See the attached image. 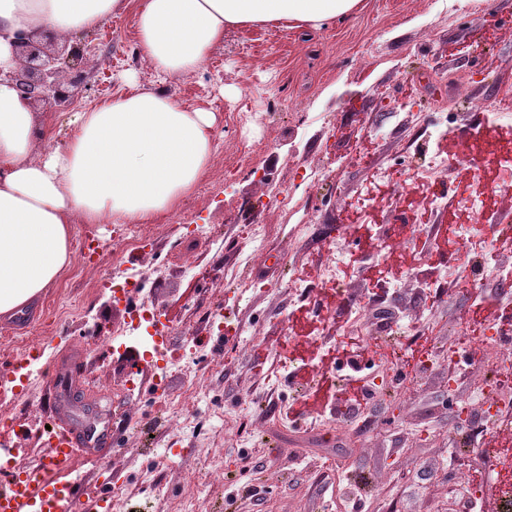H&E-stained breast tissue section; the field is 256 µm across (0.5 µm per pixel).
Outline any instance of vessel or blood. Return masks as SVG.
I'll return each mask as SVG.
<instances>
[{
    "label": "vessel or blood",
    "instance_id": "obj_1",
    "mask_svg": "<svg viewBox=\"0 0 512 512\" xmlns=\"http://www.w3.org/2000/svg\"><path fill=\"white\" fill-rule=\"evenodd\" d=\"M110 440V426L90 428L61 418L49 438V456L16 473L8 490L0 493V512H108L107 498L95 491H77L64 468L75 458L99 456L101 446Z\"/></svg>",
    "mask_w": 512,
    "mask_h": 512
}]
</instances>
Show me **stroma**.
Masks as SVG:
<instances>
[{
  "label": "stroma",
  "instance_id": "35a3bbf8",
  "mask_svg": "<svg viewBox=\"0 0 512 512\" xmlns=\"http://www.w3.org/2000/svg\"><path fill=\"white\" fill-rule=\"evenodd\" d=\"M109 53H95L92 78L102 90L82 99L80 108L112 97L113 71L133 72L150 85L155 71L134 53L135 17L126 13L82 34ZM415 94H408L409 86ZM176 99L222 114L218 152L206 176L208 191L194 190L173 213L152 223L141 248H125L126 227H75L74 246L97 240L90 261L73 262L22 324H0V372L10 370L26 349L38 348V379L15 399L0 393V409L21 413L27 426L52 425L58 405L49 403L55 368L72 365L80 381L78 419H108L120 448L97 460L72 462L71 480L105 492L113 476L127 481L123 501L112 512H340L344 485L360 495L356 512H455L460 478L473 466L493 473L488 484L471 488L482 512H500L496 473L512 469V458L487 452L482 439L467 450L459 442L468 426L459 422L463 405L479 396L467 367H483L465 322L482 293L512 301V280L493 276L512 269V248L492 256L485 242L505 239L512 226V151L495 143L497 128L512 125V0H366V7L318 29L289 30L259 25L227 30L222 46L189 77H168ZM449 97L445 111L434 101ZM493 101L499 115L481 110ZM263 113L255 132L234 120L244 103ZM273 126V145L257 147L256 167L231 166L241 140H261ZM456 144L441 180L426 182L424 170L439 151V132ZM492 171L483 178L481 169ZM265 181H258L257 172ZM428 184V198L445 197L430 221L411 222L403 200L413 187ZM289 190L292 213L277 209L276 189ZM494 197L478 232L461 233L459 250L412 264L397 280L374 288L363 272L327 282L322 271L331 258L348 264L359 257L356 220L374 221L370 258L408 252L431 240L435 224L447 221L459 199ZM309 217L310 231L298 227ZM266 227L264 253L245 268L249 223ZM212 233L193 260H185L188 225ZM480 254L478 267L465 266L468 251ZM311 271L305 307L318 334L311 346L340 347L349 333L369 337L387 328L392 346L368 345L359 364L370 371L375 395L362 418L344 411L306 412L288 421V407H300L311 391L343 384L347 364L311 362L302 367L284 346L295 307L290 279ZM128 273L151 284L148 303L172 327L175 348L184 331L204 337L195 355L202 391L188 399L183 373H170L168 396L186 404L188 429L169 422L154 399L155 369L150 356L157 336L149 332L98 347L86 344L95 324L111 330L129 320L128 305L111 303L105 284ZM224 309L222 327H209L200 313ZM434 341L429 361L402 375L403 360L418 332ZM268 358L254 367L255 351ZM142 382L132 397H121L128 375ZM153 460L163 480V497L131 478V458ZM219 471L212 479L203 462ZM198 475L187 486L189 475Z\"/></svg>",
  "mask_w": 512,
  "mask_h": 512
}]
</instances>
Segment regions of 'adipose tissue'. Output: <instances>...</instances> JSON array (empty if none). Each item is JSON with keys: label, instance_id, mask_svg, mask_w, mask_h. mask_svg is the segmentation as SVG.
<instances>
[{"label": "adipose tissue", "instance_id": "ef3b65f1", "mask_svg": "<svg viewBox=\"0 0 512 512\" xmlns=\"http://www.w3.org/2000/svg\"><path fill=\"white\" fill-rule=\"evenodd\" d=\"M361 0H0V28L66 37L135 16L137 55L161 77L190 76L232 27L318 29ZM219 116L164 87L124 81L111 101L55 118L0 82V319L32 310L71 263L77 224H149L177 209L208 172Z\"/></svg>", "mask_w": 512, "mask_h": 512}]
</instances>
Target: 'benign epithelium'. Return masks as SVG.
<instances>
[{
    "label": "benign epithelium",
    "mask_w": 512,
    "mask_h": 512,
    "mask_svg": "<svg viewBox=\"0 0 512 512\" xmlns=\"http://www.w3.org/2000/svg\"><path fill=\"white\" fill-rule=\"evenodd\" d=\"M6 38L11 44L13 66L6 70L0 67V79L9 81L32 107L70 111L91 89L87 63L92 47L47 31L34 35L19 29Z\"/></svg>",
    "instance_id": "7a95c632"
}]
</instances>
